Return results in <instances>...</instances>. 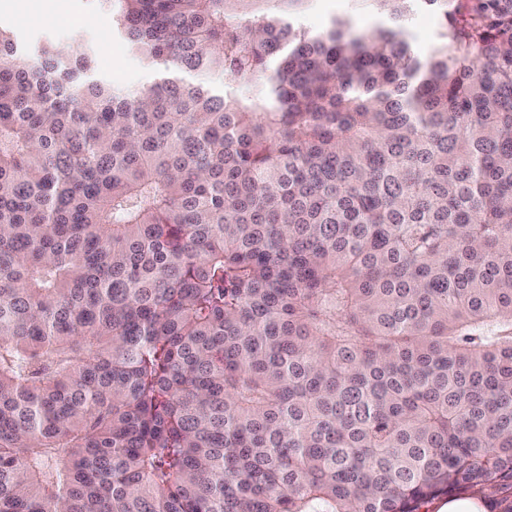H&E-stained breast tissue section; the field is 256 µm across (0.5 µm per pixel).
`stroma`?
<instances>
[{
    "label": "stroma",
    "instance_id": "stroma-1",
    "mask_svg": "<svg viewBox=\"0 0 512 512\" xmlns=\"http://www.w3.org/2000/svg\"><path fill=\"white\" fill-rule=\"evenodd\" d=\"M12 12L0 11V26L10 30L21 54L40 49L48 39L90 46L93 72L103 83L124 90L153 84L156 73L133 54L126 39L112 27L95 0H12ZM350 18L355 29L366 31L378 20L375 13L357 9L353 0H311L295 13L296 26L325 30L333 18Z\"/></svg>",
    "mask_w": 512,
    "mask_h": 512
}]
</instances>
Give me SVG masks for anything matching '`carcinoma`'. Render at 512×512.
<instances>
[{
    "instance_id": "cac0c4a2",
    "label": "carcinoma",
    "mask_w": 512,
    "mask_h": 512,
    "mask_svg": "<svg viewBox=\"0 0 512 512\" xmlns=\"http://www.w3.org/2000/svg\"><path fill=\"white\" fill-rule=\"evenodd\" d=\"M97 2L152 86L0 28V512L512 482V0ZM334 17H348L355 29L366 31L379 16L369 10H359L351 0H313L294 14L295 25L309 32L325 30ZM406 26L415 48L424 52L436 40L441 19L436 13L417 6Z\"/></svg>"
}]
</instances>
